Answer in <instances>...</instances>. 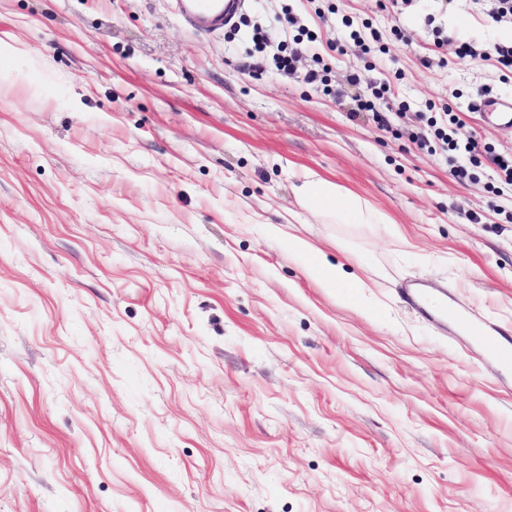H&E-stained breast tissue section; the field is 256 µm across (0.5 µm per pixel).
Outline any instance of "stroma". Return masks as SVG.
Instances as JSON below:
<instances>
[{"mask_svg": "<svg viewBox=\"0 0 512 512\" xmlns=\"http://www.w3.org/2000/svg\"><path fill=\"white\" fill-rule=\"evenodd\" d=\"M493 7L244 0L200 33L174 0H0V512H512V369L432 314L512 335ZM452 117L487 148L463 179L420 146ZM310 172L386 223L311 210ZM291 212L362 287L271 238Z\"/></svg>", "mask_w": 512, "mask_h": 512, "instance_id": "stroma-1", "label": "stroma"}]
</instances>
